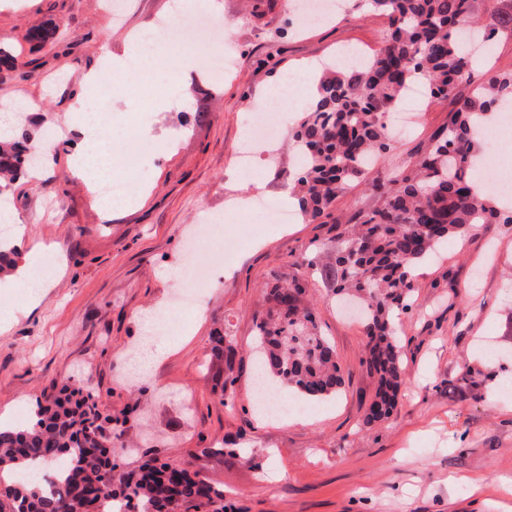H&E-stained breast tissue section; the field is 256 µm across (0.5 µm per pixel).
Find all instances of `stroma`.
<instances>
[{"label":"stroma","mask_w":512,"mask_h":512,"mask_svg":"<svg viewBox=\"0 0 512 512\" xmlns=\"http://www.w3.org/2000/svg\"><path fill=\"white\" fill-rule=\"evenodd\" d=\"M180 0H28L13 8L0 0V47L17 68L0 80V103L34 100L28 128L44 138L45 123L63 116L75 99L92 108L108 103L112 169L134 177L146 192L132 206L102 214L65 157L24 171L10 187L25 217L12 234L19 255L38 250L32 272L46 286L39 302L14 289L0 310V416L22 421L19 406L52 387L90 390L106 414L122 420L126 468L150 456L194 470L223 488L235 512H512V392L489 402L487 393L512 374V224H480L449 240L420 263L411 307L400 316L404 385L387 420L368 426L366 410L377 379L365 365L359 318L346 313L317 276L303 277L322 334L336 349L344 383L336 398L286 420L260 416L253 383L255 323L267 310L271 272L289 273L298 257L323 260V243L336 224H268L239 206L235 153L243 119L263 104L269 88L287 81L289 107L313 102L316 63L338 48L372 52L388 20L361 0H340L331 20L298 27L289 0H218L221 30L195 33L233 64L216 79L208 61L199 74L164 61L163 49L141 46L125 82L153 72L163 94L138 93L105 79L83 89L88 71L102 68L103 45L122 54L127 33L150 31ZM51 25L52 41L27 37ZM190 97L189 109L177 102ZM452 104L429 99L420 112L400 113L403 134L392 139L374 175L391 177L416 160L420 148L448 122ZM157 143L135 171L120 158L130 139ZM259 196L279 202L297 171L288 141L256 168ZM225 212L224 233L237 251L200 303L180 313L174 335L147 334V315L185 276L186 236L204 212ZM224 326L236 343L234 396L221 405L207 367L211 333ZM494 339L509 355L485 363L479 344ZM472 373L475 389L462 388ZM242 438L253 457L222 453L226 437Z\"/></svg>","instance_id":"35a3bbf8"}]
</instances>
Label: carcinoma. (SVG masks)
I'll return each mask as SVG.
<instances>
[{
    "label": "carcinoma",
    "instance_id": "carcinoma-1",
    "mask_svg": "<svg viewBox=\"0 0 512 512\" xmlns=\"http://www.w3.org/2000/svg\"><path fill=\"white\" fill-rule=\"evenodd\" d=\"M364 2L388 18L382 46L365 65L325 71L293 133L300 158L294 191L308 219L338 223L336 199L366 174L369 156L389 150L386 117L410 86L421 82L432 97L456 100L448 124L410 167L385 183L372 181V189L384 195L382 207L355 215L353 228L338 234L330 262L318 268L307 261L336 294L364 304L366 369L378 376L364 419L372 426L399 404L404 372L395 320L409 308L418 262L477 224L512 223V208L500 207L496 193L482 196L476 187L483 153L476 125L512 102V72L456 98L473 63L460 51L458 32L481 31L474 36L478 43L512 37V16L486 28L478 25L477 0ZM27 120L26 113H17L20 136L0 141V178L37 162ZM274 277L270 307L256 323L258 364L295 400L319 403L343 384L335 346L304 304L299 279ZM235 359L230 335L216 330L211 363L218 367L214 393L222 405L233 398ZM32 414L22 427H0V512H227L224 491L196 471L154 458L122 469L125 444L93 393L74 389L36 403Z\"/></svg>",
    "mask_w": 512,
    "mask_h": 512
}]
</instances>
